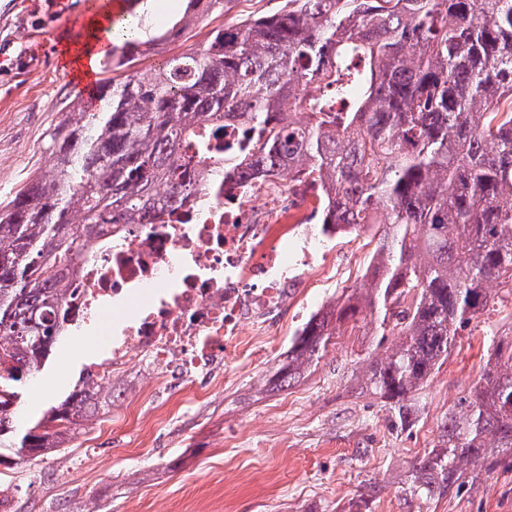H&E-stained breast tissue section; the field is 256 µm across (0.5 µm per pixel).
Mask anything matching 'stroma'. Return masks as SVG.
<instances>
[{
	"mask_svg": "<svg viewBox=\"0 0 512 512\" xmlns=\"http://www.w3.org/2000/svg\"><path fill=\"white\" fill-rule=\"evenodd\" d=\"M114 0H0V206L48 162V135L75 105L98 104L62 63L60 51L90 9ZM120 24L138 36L129 70L162 62L207 40L213 29L281 11L286 0H224L223 13L123 0ZM381 225L333 244L334 265L306 274L273 323L279 342L252 357L228 356L204 378L199 399L180 386L118 382L113 400L50 458L0 465V498L11 512H512V450L492 472L475 468L460 493L426 501L409 491L413 462L436 444L444 413L480 380L492 341L512 345V296L499 292L457 337L422 393L415 426H392L363 387L376 323L344 324L304 378L269 393L265 379L288 350L285 338L311 314L366 284ZM94 337L73 327L24 395L37 419L76 386ZM179 458L178 469L168 462Z\"/></svg>",
	"mask_w": 512,
	"mask_h": 512,
	"instance_id": "stroma-1",
	"label": "stroma"
}]
</instances>
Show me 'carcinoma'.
Returning <instances> with one entry per match:
<instances>
[{"label":"carcinoma","instance_id":"carcinoma-1","mask_svg":"<svg viewBox=\"0 0 512 512\" xmlns=\"http://www.w3.org/2000/svg\"><path fill=\"white\" fill-rule=\"evenodd\" d=\"M99 101L52 130V164L0 208V464L54 455L95 412L87 381L36 422L19 416L71 326L65 279L106 225L152 224L193 195V174L276 176L294 154L319 222L385 225L370 288L293 334L272 391L368 309L382 353L365 387L409 429L490 285L512 295V0H287L108 79ZM494 355L412 465L417 496L458 493L470 465L493 464L489 434L512 450V347Z\"/></svg>","mask_w":512,"mask_h":512}]
</instances>
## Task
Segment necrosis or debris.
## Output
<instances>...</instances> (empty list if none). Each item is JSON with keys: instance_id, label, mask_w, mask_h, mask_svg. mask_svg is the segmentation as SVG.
Returning a JSON list of instances; mask_svg holds the SVG:
<instances>
[{"instance_id": "obj_1", "label": "necrosis or debris", "mask_w": 512, "mask_h": 512, "mask_svg": "<svg viewBox=\"0 0 512 512\" xmlns=\"http://www.w3.org/2000/svg\"><path fill=\"white\" fill-rule=\"evenodd\" d=\"M336 229L310 218L291 175L210 178L154 224H116L68 281L66 301L109 336L91 379L108 393L138 369L197 396L230 341L264 352L303 272L327 258Z\"/></svg>"}]
</instances>
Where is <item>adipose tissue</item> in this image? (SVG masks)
<instances>
[{
    "label": "adipose tissue",
    "instance_id": "ef3b65f1",
    "mask_svg": "<svg viewBox=\"0 0 512 512\" xmlns=\"http://www.w3.org/2000/svg\"><path fill=\"white\" fill-rule=\"evenodd\" d=\"M116 34L111 13L88 15L80 34L67 42L61 52L66 68L79 79L91 78L97 71L99 59L115 44Z\"/></svg>",
    "mask_w": 512,
    "mask_h": 512
}]
</instances>
